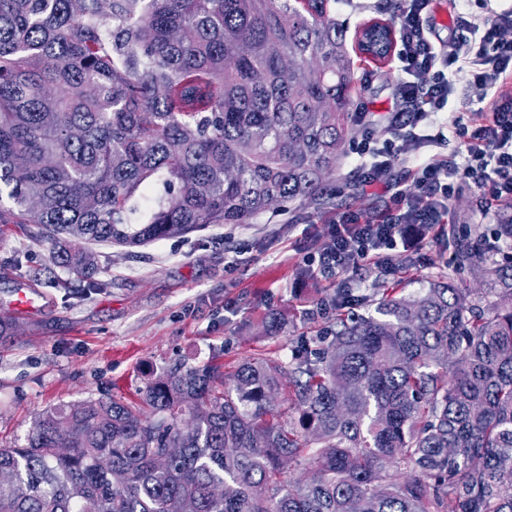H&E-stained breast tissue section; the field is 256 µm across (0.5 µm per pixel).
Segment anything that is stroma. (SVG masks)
Masks as SVG:
<instances>
[{"mask_svg":"<svg viewBox=\"0 0 512 512\" xmlns=\"http://www.w3.org/2000/svg\"><path fill=\"white\" fill-rule=\"evenodd\" d=\"M359 92L354 108L370 114L375 137L386 134L383 113L400 97L394 64L382 66L352 54ZM339 212L377 214L390 192L360 187L350 156L335 175ZM325 211L290 207L251 224H219L183 239L140 248L98 246V288L70 282L54 265L48 241L28 226L0 236V318L12 321L0 340V448L24 444L35 420L48 409L114 397L139 402L156 372L209 363L233 371L243 361L269 355L291 360L301 345L328 330L334 307L318 299L354 289L359 301L375 296L391 277L410 289L446 268L452 224H493L477 192L459 184L441 224L423 232L390 275L366 263L328 277L303 276L305 255L328 239ZM39 298L36 309L18 312L20 290Z\"/></svg>","mask_w":512,"mask_h":512,"instance_id":"obj_1","label":"stroma"}]
</instances>
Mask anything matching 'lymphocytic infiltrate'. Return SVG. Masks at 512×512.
Wrapping results in <instances>:
<instances>
[{"label": "lymphocytic infiltrate", "instance_id": "lymphocytic-infiltrate-1", "mask_svg": "<svg viewBox=\"0 0 512 512\" xmlns=\"http://www.w3.org/2000/svg\"><path fill=\"white\" fill-rule=\"evenodd\" d=\"M431 4L397 0L393 22L403 106L387 117L388 138L366 137L352 160L365 185L386 187L395 162L407 163L412 185L396 192L393 211L329 217V238L316 265L320 275L364 262L396 271L401 249L412 245L408 229L437 224L447 215L455 181L477 188L484 210L512 203V10L480 17L469 0H458L454 22L467 35L445 51L429 37ZM461 73L483 90L485 105L473 115L465 151L448 156L442 148L457 125L448 113L452 77Z\"/></svg>", "mask_w": 512, "mask_h": 512}]
</instances>
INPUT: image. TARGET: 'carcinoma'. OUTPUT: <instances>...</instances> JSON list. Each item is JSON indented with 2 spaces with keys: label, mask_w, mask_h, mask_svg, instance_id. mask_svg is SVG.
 <instances>
[{
  "label": "carcinoma",
  "mask_w": 512,
  "mask_h": 512,
  "mask_svg": "<svg viewBox=\"0 0 512 512\" xmlns=\"http://www.w3.org/2000/svg\"><path fill=\"white\" fill-rule=\"evenodd\" d=\"M330 2L0 0V232L39 226L97 288L88 243L336 205L357 77ZM452 247L313 354L43 413L0 448V512H512V206Z\"/></svg>",
  "instance_id": "1"
}]
</instances>
